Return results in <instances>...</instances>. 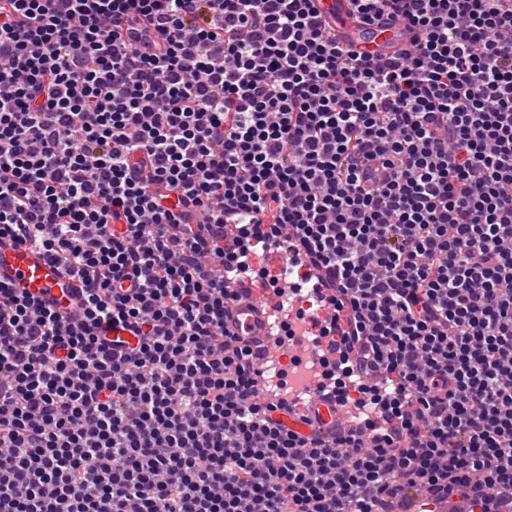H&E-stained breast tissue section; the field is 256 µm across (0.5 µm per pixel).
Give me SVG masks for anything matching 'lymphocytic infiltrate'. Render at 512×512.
Listing matches in <instances>:
<instances>
[{
    "mask_svg": "<svg viewBox=\"0 0 512 512\" xmlns=\"http://www.w3.org/2000/svg\"><path fill=\"white\" fill-rule=\"evenodd\" d=\"M351 2L410 46L313 0H0V239L86 283L0 282V512L512 500V0ZM257 280L288 336L327 313L331 440L224 328ZM349 0H315L314 5L343 46H354L378 55L391 56L396 47H405L412 33L386 17L370 25L355 21L349 13Z\"/></svg>",
    "mask_w": 512,
    "mask_h": 512,
    "instance_id": "1",
    "label": "lymphocytic infiltrate"
}]
</instances>
